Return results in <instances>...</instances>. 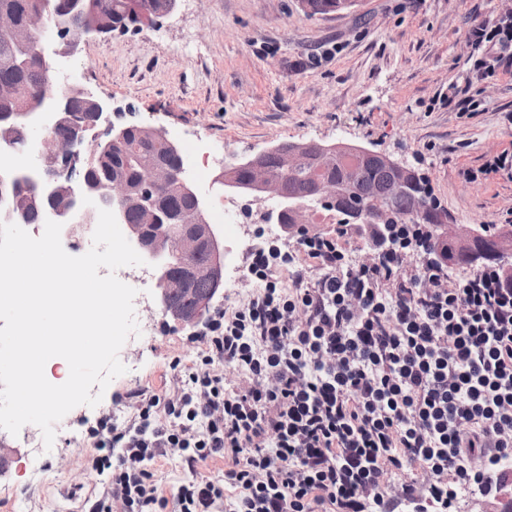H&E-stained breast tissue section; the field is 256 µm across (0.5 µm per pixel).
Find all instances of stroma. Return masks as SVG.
Instances as JSON below:
<instances>
[{
	"mask_svg": "<svg viewBox=\"0 0 512 512\" xmlns=\"http://www.w3.org/2000/svg\"><path fill=\"white\" fill-rule=\"evenodd\" d=\"M512 10V0H359L349 10L308 16L297 0H177L160 26L83 38L59 58L58 83L82 85L111 107L115 125L165 129L179 150L207 156L257 153L286 141L348 143L390 155L428 181L448 221L496 232L512 208V181L477 170L512 146V74L472 81L473 110L449 103L481 53L465 37L471 16ZM267 229L259 218L225 243L224 288L215 307L236 304L247 284L244 254ZM148 329L125 343L115 378L97 407L80 405L55 426L52 449L0 429L9 475L0 512H79L95 482L84 457L101 412L123 415L137 389H162L173 360L200 350L195 332L158 304L138 307Z\"/></svg>",
	"mask_w": 512,
	"mask_h": 512,
	"instance_id": "obj_1",
	"label": "stroma"
}]
</instances>
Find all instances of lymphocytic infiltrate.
Here are the masks:
<instances>
[{
	"label": "lymphocytic infiltrate",
	"instance_id": "lymphocytic-infiltrate-1",
	"mask_svg": "<svg viewBox=\"0 0 512 512\" xmlns=\"http://www.w3.org/2000/svg\"><path fill=\"white\" fill-rule=\"evenodd\" d=\"M477 79L512 15L472 17ZM172 390L102 413L84 512H457L512 478V276L441 261L432 225L300 228L251 249ZM185 472L166 493L159 458Z\"/></svg>",
	"mask_w": 512,
	"mask_h": 512
}]
</instances>
